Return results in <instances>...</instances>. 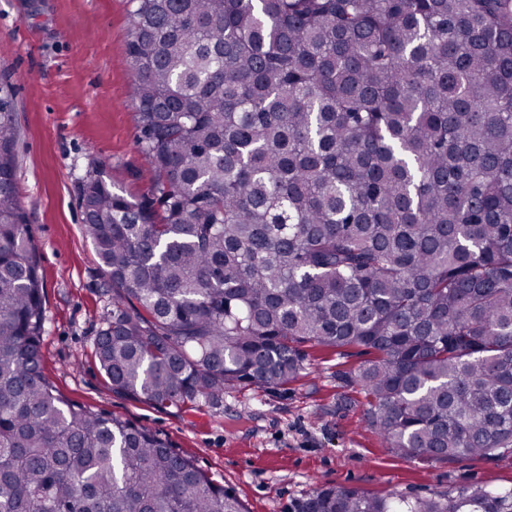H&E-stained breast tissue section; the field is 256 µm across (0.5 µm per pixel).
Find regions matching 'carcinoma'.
Here are the masks:
<instances>
[{
    "label": "carcinoma",
    "mask_w": 512,
    "mask_h": 512,
    "mask_svg": "<svg viewBox=\"0 0 512 512\" xmlns=\"http://www.w3.org/2000/svg\"><path fill=\"white\" fill-rule=\"evenodd\" d=\"M138 145L156 199L92 165L108 287L92 354L159 409L282 387L301 346L401 456L512 455V0H132ZM0 82V512H245L157 433L42 371L36 247ZM288 512H512V489L412 502L316 487Z\"/></svg>",
    "instance_id": "obj_1"
}]
</instances>
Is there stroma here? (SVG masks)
Returning <instances> with one entry per match:
<instances>
[{
  "label": "stroma",
  "mask_w": 512,
  "mask_h": 512,
  "mask_svg": "<svg viewBox=\"0 0 512 512\" xmlns=\"http://www.w3.org/2000/svg\"><path fill=\"white\" fill-rule=\"evenodd\" d=\"M131 12L130 0H0V79L14 86L17 184L44 286L48 380L69 401L158 433L247 512H287L318 486L408 500L486 483L511 489L512 456L446 462L391 450L364 394L339 379L370 360L360 347L303 344L305 369L288 385L241 386L180 411L107 385L91 351L112 295L83 234L79 181L94 163L125 195L156 196L138 146Z\"/></svg>",
  "instance_id": "stroma-1"
}]
</instances>
